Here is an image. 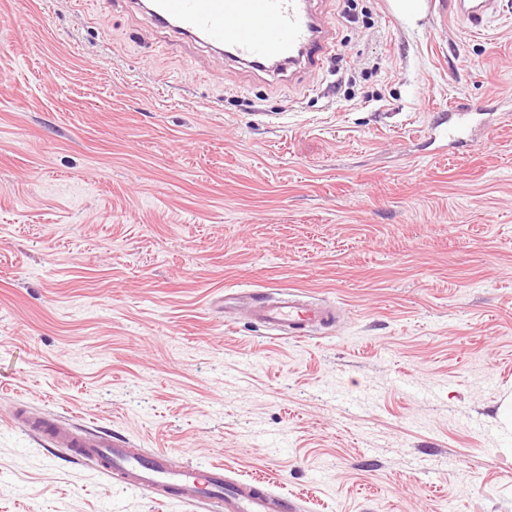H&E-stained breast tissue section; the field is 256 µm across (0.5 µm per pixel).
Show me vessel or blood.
<instances>
[{"label":"vessel or blood","instance_id":"vessel-or-blood-1","mask_svg":"<svg viewBox=\"0 0 512 512\" xmlns=\"http://www.w3.org/2000/svg\"><path fill=\"white\" fill-rule=\"evenodd\" d=\"M497 0H454V10L469 28L484 27ZM155 22L207 43L216 52H228L236 62L263 71L289 66H317L333 49L328 27L310 10L309 0H149ZM464 102L451 107L433 127L434 135L450 144L467 146L489 120ZM256 321L275 330L304 334L332 319L333 311L294 297L255 301ZM13 421L27 432L74 457L97 462L127 486L146 489L163 498L195 489L199 499L218 503L222 512H293L294 505L265 486L240 485L223 469L173 467L165 452L132 448L128 440L102 436L54 417L17 409Z\"/></svg>","mask_w":512,"mask_h":512}]
</instances>
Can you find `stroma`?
<instances>
[{
	"mask_svg": "<svg viewBox=\"0 0 512 512\" xmlns=\"http://www.w3.org/2000/svg\"><path fill=\"white\" fill-rule=\"evenodd\" d=\"M313 0L314 69L248 70L135 0H0V512L161 500L11 421L269 480L301 512H512V0ZM490 142L439 153L463 99ZM332 308L295 339L225 311ZM497 3V0H455L454 11L467 22L470 29L479 30L484 27Z\"/></svg>",
	"mask_w": 512,
	"mask_h": 512,
	"instance_id": "obj_1",
	"label": "stroma"
}]
</instances>
